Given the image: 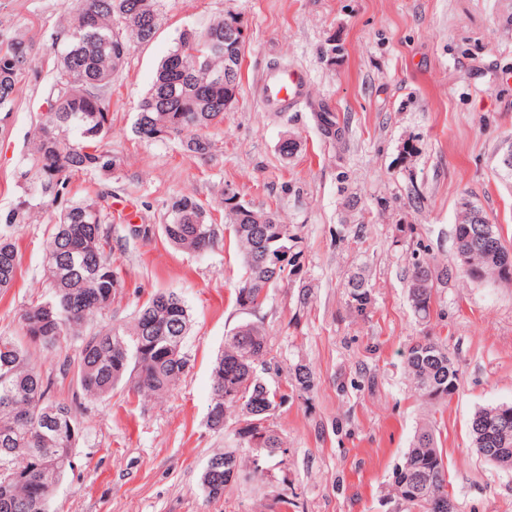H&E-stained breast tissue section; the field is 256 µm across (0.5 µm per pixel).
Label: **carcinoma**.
<instances>
[{
	"label": "carcinoma",
	"mask_w": 512,
	"mask_h": 512,
	"mask_svg": "<svg viewBox=\"0 0 512 512\" xmlns=\"http://www.w3.org/2000/svg\"><path fill=\"white\" fill-rule=\"evenodd\" d=\"M162 7V0H78L55 37L62 42V51L50 95L60 106L43 115L29 147L40 173L37 194H24L0 216L3 291L12 286L19 264L10 229L27 223L36 200L42 207L60 208L46 247L45 276L51 294L23 310L20 337L0 335V512H51L58 484L76 467L74 448L83 436L79 397L102 398L121 383L134 393L163 395L189 368L184 338L190 316L174 292L154 294L125 327L91 328L120 288L105 251L108 236L102 227L106 218L102 201L112 196V190L103 187L95 196L80 200L65 198L71 176L105 175L115 168L116 160L103 145L112 128V75L133 43L154 38ZM238 22V15L227 13L202 30L180 33L137 105L134 133L140 140L150 141L155 130L166 128L182 137L189 155L211 154V130L224 124V29ZM186 47L195 51L193 63L179 70L175 58ZM32 64L31 47L21 35L0 49V123L11 117L18 79ZM316 119L325 137L342 139L344 128L336 113L318 112ZM73 132L79 140H70ZM224 212L245 267L236 301L255 312L277 283L300 277L302 237L288 228L283 237L272 240L279 220L271 212L250 206H226ZM166 214L161 231L181 251L200 253L222 241L210 210L192 196L172 197ZM483 221L476 224L472 213L461 210L453 229L455 248L475 255L473 272L462 271L454 263L440 269L426 257L412 256L409 299L419 318L431 316L434 290L452 279L482 282L494 278L512 284V248L505 244L498 225L486 217ZM267 248L280 249L287 257L277 272L262 262ZM345 288L349 309L365 314L372 304L365 271L351 272ZM68 338L78 340L79 345L75 357H64L59 373L64 377L73 374L80 396L66 404L50 399L51 379L33 360L32 350L57 346ZM268 350L264 326L241 323L226 336L224 352L212 369L207 425L221 431L225 412L239 411L241 426L235 434L242 443L208 460L201 481L212 498L223 495L224 488L241 477L244 456L252 454L254 431L265 430L269 447H284L279 432L265 425L280 391L258 371L267 365ZM404 362L415 390L428 403H445L455 393L459 369L441 342L427 336L415 341L404 351ZM314 386L312 371L305 365L296 366L292 387L309 392ZM469 432L481 459L512 468V403L475 411ZM486 448L496 452L489 456L484 453ZM391 486L397 500L418 512H456L441 509V500L448 497V468L430 421L416 428L410 448L392 472Z\"/></svg>",
	"instance_id": "cac0c4a2"
}]
</instances>
